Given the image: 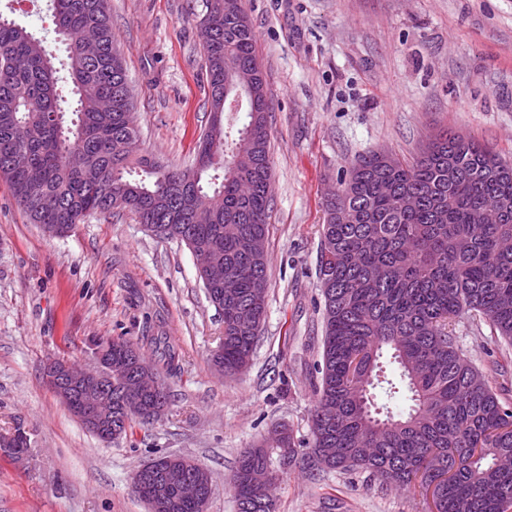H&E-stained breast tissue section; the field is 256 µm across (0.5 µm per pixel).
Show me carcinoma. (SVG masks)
<instances>
[{
  "label": "carcinoma",
  "mask_w": 512,
  "mask_h": 512,
  "mask_svg": "<svg viewBox=\"0 0 512 512\" xmlns=\"http://www.w3.org/2000/svg\"><path fill=\"white\" fill-rule=\"evenodd\" d=\"M55 32L66 44L78 96L62 108L55 56L40 38L0 12V177L30 223L67 230L114 210L112 198L162 239L196 240L232 278L208 291L222 305L224 372L250 363L267 308L266 239L272 201L269 131L227 123L198 147L200 171L180 170L149 153L129 156L121 140L138 136L122 57L113 44L108 0H51ZM211 5L215 36L203 46L211 111L221 95L262 86L256 35L244 0ZM220 169L202 183V173ZM502 210L479 224L477 209ZM318 279L324 299L320 380L311 412L312 476L361 469L381 487L426 489L448 475L435 512H509L512 404L463 356L456 318L485 320L512 346V167L473 139L440 131L411 162L361 158L326 200ZM93 345L138 353L122 336ZM407 409L396 412L399 398ZM29 448L15 429L0 445L18 459ZM260 444L242 455L232 479L238 512H275L255 475L280 480L299 459Z\"/></svg>",
  "instance_id": "cac0c4a2"
}]
</instances>
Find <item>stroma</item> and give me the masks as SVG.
<instances>
[{
    "mask_svg": "<svg viewBox=\"0 0 512 512\" xmlns=\"http://www.w3.org/2000/svg\"><path fill=\"white\" fill-rule=\"evenodd\" d=\"M49 0H26L17 23L57 59ZM271 112L272 208L267 317L249 367L218 375L211 356L224 316L184 242L161 239L127 211L94 215L48 236L0 178V433L22 428L21 459L0 453V512H147L132 478L182 454L212 478L208 512H238L231 479L241 454L285 426L312 445L322 361L317 274L324 200L359 156L410 160L441 130L512 161V0H245ZM114 44L133 94L141 148L193 168L211 124L197 15L202 0H110ZM465 358L512 394V347L471 314L456 325ZM165 337L180 355L166 376L165 416L107 443L56 397L44 367H93L95 337ZM276 512H430L419 492L382 489L367 473L309 477L295 467Z\"/></svg>",
    "mask_w": 512,
    "mask_h": 512,
    "instance_id": "obj_1",
    "label": "stroma"
}]
</instances>
